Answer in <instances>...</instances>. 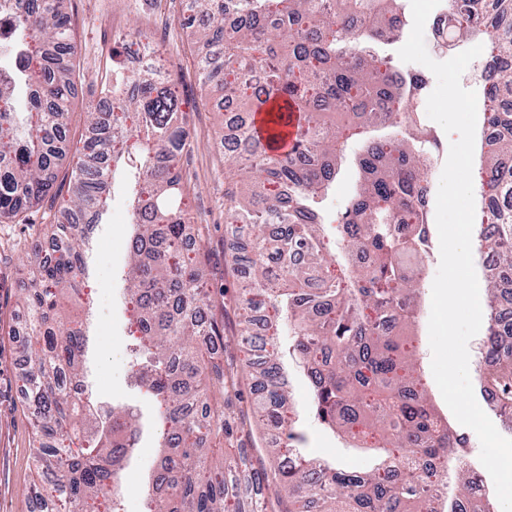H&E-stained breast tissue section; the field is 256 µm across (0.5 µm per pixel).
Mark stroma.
I'll list each match as a JSON object with an SVG mask.
<instances>
[{"mask_svg": "<svg viewBox=\"0 0 512 512\" xmlns=\"http://www.w3.org/2000/svg\"><path fill=\"white\" fill-rule=\"evenodd\" d=\"M69 11L76 30L78 53L75 58L77 97L69 114L70 139L85 132L86 107L97 100L102 82L112 73L114 53L123 51L124 43L112 42L100 17L106 16L122 27L126 40H134L146 31L144 13L136 0H70ZM152 59L169 69L177 81L181 110L187 115L191 146L180 159V168L190 190V222L211 254L207 281L214 312L224 320V333L232 343L227 355L248 358L250 351L239 334L235 298L247 281L224 263L227 234L224 223V162L215 150L223 116L208 101L212 92L202 89L191 65L192 37L180 24L171 32H150ZM361 142L349 143L339 171L321 204L322 214L335 219L354 197L360 179L358 158ZM129 196L124 179L112 187L107 223L94 225L92 251L88 258L92 293L93 337L87 347L83 376L87 391L105 405H124L139 416V447L121 476L126 491L121 498V512H145L147 477L157 457V412L149 396L134 389L126 379V365L120 354L127 349L126 323L122 306V271L127 262L126 227ZM51 228L43 209H31L24 223H0V512H31L27 493L38 477L33 466L35 428L22 393V362L18 345L28 331V319L19 303L20 278L29 265L34 244L47 241ZM439 254L424 260L423 288L419 297V318L414 333L425 371V387L437 412L457 434L466 436L465 462L469 469L480 468V442L474 431L462 426L446 405L430 370L432 353L428 321L431 311V286L438 270ZM292 407L304 432V455L325 459L338 468L363 471L374 460V451L356 447L320 425L310 412L311 389L307 377L291 371L289 388Z\"/></svg>", "mask_w": 512, "mask_h": 512, "instance_id": "stroma-1", "label": "stroma"}]
</instances>
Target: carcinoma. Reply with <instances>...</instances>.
<instances>
[{
	"label": "carcinoma",
	"mask_w": 512,
	"mask_h": 512,
	"mask_svg": "<svg viewBox=\"0 0 512 512\" xmlns=\"http://www.w3.org/2000/svg\"><path fill=\"white\" fill-rule=\"evenodd\" d=\"M399 0H189L180 24L205 49L198 79L247 112L268 114L267 142L252 122L236 137L248 156L224 153L225 172L247 192L224 191L225 231L244 242L225 262L249 279L237 308L239 326L259 340L244 367L261 378L254 394L255 425L271 422L298 438L288 416L281 363L295 360L311 380L312 406L324 425L359 442L377 441L374 466L347 473L325 463L292 461L277 443L269 465L245 456L220 466L211 440L234 431L224 401L237 394L238 365L216 346L224 323L206 290L209 254L183 246L189 191L178 163L190 147L176 81L153 66L112 70L103 100L87 109L81 146L66 144V119L76 84L71 63L77 41L68 0H0L12 33L0 46V223H19L55 188L62 167L69 181L63 205L49 214V253L32 248L37 275L21 281L31 332L18 345L25 397L33 407L34 465L48 492L38 512H119L120 474L134 450L136 414L110 409L100 426L73 395L84 362L91 302L84 253L100 223L111 180L131 156L136 176L132 233L127 243L129 298L136 325L134 365L153 371L146 392L158 406V456L149 477L147 512H275L252 492L288 491L282 512H438L429 491L458 470L459 492L448 512H473L472 475L462 441L443 425L417 370L418 349L404 327L414 317L420 279L414 245L428 239L423 208L430 192L429 135L387 134L369 141L359 165L363 184L341 214L340 239L317 220L315 204L335 178L345 143L379 128L407 125L412 104L406 79L368 44L398 31ZM452 37L486 34L491 53L481 78L491 102L481 141L483 223L493 227L480 248L512 274V0H448ZM339 113L342 124L327 121ZM297 124L299 141L278 152L280 128ZM280 328L288 346L267 344L255 312ZM512 336V321L494 315L487 352ZM478 380L512 408V355Z\"/></svg>",
	"instance_id": "carcinoma-1"
}]
</instances>
